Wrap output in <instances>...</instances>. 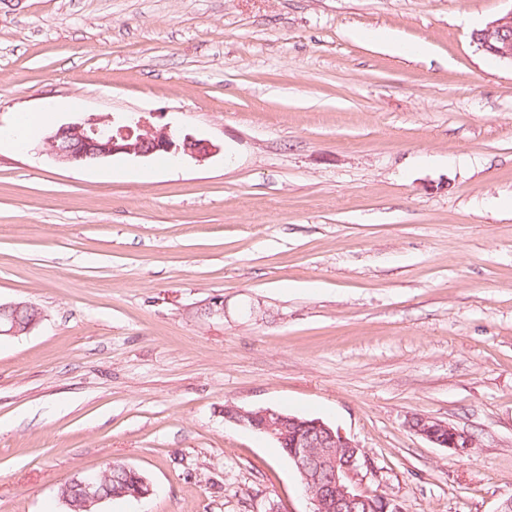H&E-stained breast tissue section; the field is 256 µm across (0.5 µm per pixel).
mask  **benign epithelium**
I'll return each mask as SVG.
<instances>
[{
    "instance_id": "1",
    "label": "benign epithelium",
    "mask_w": 512,
    "mask_h": 512,
    "mask_svg": "<svg viewBox=\"0 0 512 512\" xmlns=\"http://www.w3.org/2000/svg\"><path fill=\"white\" fill-rule=\"evenodd\" d=\"M473 41L480 50L512 65V11L475 31ZM45 145L46 152L56 161L68 164H89L117 155L149 157L158 151L202 162L217 151L209 141L167 125L156 127L141 115L120 120L109 115L80 117L50 133ZM24 307L22 302L0 303V311L5 312V319L0 321L1 336L27 334L38 323V313L23 322L16 317ZM224 419L287 446L288 461L301 476L312 512H389L391 498L353 485L354 475L365 458L361 448L322 420L272 408L245 411L233 405L224 406ZM412 428L431 444L459 454L472 446L465 432L429 417L414 418Z\"/></svg>"
}]
</instances>
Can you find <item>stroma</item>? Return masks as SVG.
Segmentation results:
<instances>
[{
	"label": "stroma",
	"mask_w": 512,
	"mask_h": 512,
	"mask_svg": "<svg viewBox=\"0 0 512 512\" xmlns=\"http://www.w3.org/2000/svg\"><path fill=\"white\" fill-rule=\"evenodd\" d=\"M512 0H0V512H310L225 405L322 419L402 512L512 499V66L474 30ZM383 30L432 57L364 40ZM147 113L203 162L68 165L17 118ZM424 416L470 435L459 454ZM54 113L56 112L52 108H46L40 112L26 113L20 116L17 128L22 131L23 136L13 139L10 143L14 147L20 148L46 133L52 126ZM27 303H0V311H3L6 313L5 319L2 322L0 320V335L1 336H19L22 334H27L30 332V330L38 323L40 319V314L36 312L35 314L30 316L29 309H22L24 307H27ZM22 309V310H21ZM21 310V311H20ZM13 312L12 315H8L10 312ZM20 311V312H18ZM16 312H18V318L20 320H25L29 318L26 321L21 322L16 317ZM0 336V337H1ZM413 431L433 445L449 448L461 454L471 448L468 435L454 426L429 417H416L412 420ZM133 469L126 470L119 467L106 471L99 477V486L108 498L107 501L143 499L150 495V484L147 483L146 477L138 470ZM78 479L81 474L74 475ZM80 487L90 496L98 498V482L95 473H83L82 479L78 480ZM78 484L67 481L60 487V498L67 507V512H97L98 504L89 501L80 489Z\"/></svg>",
	"instance_id": "1"
}]
</instances>
